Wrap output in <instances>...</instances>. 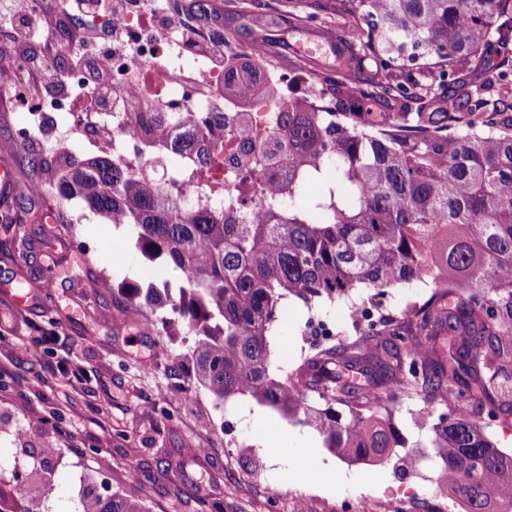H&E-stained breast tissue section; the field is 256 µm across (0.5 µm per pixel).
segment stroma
Wrapping results in <instances>:
<instances>
[{"instance_id":"obj_1","label":"stroma","mask_w":512,"mask_h":512,"mask_svg":"<svg viewBox=\"0 0 512 512\" xmlns=\"http://www.w3.org/2000/svg\"><path fill=\"white\" fill-rule=\"evenodd\" d=\"M225 39L243 50L264 41L270 55L292 61L300 34H278L259 19L285 0H211ZM22 111L0 106V160L17 174L12 206L26 225L0 228V476L26 470L22 496L43 512H75L87 484L104 476L112 490L139 497L148 512H271V491L303 497L308 512H335L338 501L373 502L437 477L420 397L399 396L393 421L405 447L373 464L352 463L324 447L311 428L292 425L247 396L216 400L195 385L187 341L163 342L148 310L132 312L115 289L127 283L178 285L181 272L149 261L128 231L105 223L76 200L30 194L27 144L15 131ZM31 282L44 295L14 308L6 289ZM350 302L284 300L269 336L274 374L298 368L313 349L310 319L326 316L355 335ZM53 440L55 455L42 444ZM236 451L225 455L226 441ZM199 448L191 458L189 447Z\"/></svg>"}]
</instances>
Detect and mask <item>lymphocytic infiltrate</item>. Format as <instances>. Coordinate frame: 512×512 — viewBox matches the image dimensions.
I'll return each instance as SVG.
<instances>
[{
	"mask_svg": "<svg viewBox=\"0 0 512 512\" xmlns=\"http://www.w3.org/2000/svg\"><path fill=\"white\" fill-rule=\"evenodd\" d=\"M101 7L120 15L137 10L139 0H66V20L61 24L43 14L31 15L26 0H0V16L13 22L8 44L0 47V101L8 108L21 109L30 95L69 92L70 83L65 67L46 71L19 65L20 60L27 57L34 59L40 55L58 53L62 35L76 34L77 44L81 47L89 42L122 46L124 34L117 27L101 33H74L71 19L83 17ZM75 60L86 63L89 72L91 87L80 97L81 110L88 121H95L105 106L125 104L124 90L112 83L108 54H98L91 60L79 54Z\"/></svg>",
	"mask_w": 512,
	"mask_h": 512,
	"instance_id": "1",
	"label": "lymphocytic infiltrate"
}]
</instances>
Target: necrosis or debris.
<instances>
[{
    "label": "necrosis or debris",
    "mask_w": 512,
    "mask_h": 512,
    "mask_svg": "<svg viewBox=\"0 0 512 512\" xmlns=\"http://www.w3.org/2000/svg\"><path fill=\"white\" fill-rule=\"evenodd\" d=\"M169 6L171 22L165 28L148 19L152 0H142L141 11L122 18L126 46L112 53V82L130 88L133 100L146 112L203 119L223 113V125L212 126L208 132L211 159L194 192L222 206L226 213L251 221L268 208L266 187L274 179L275 166L267 151L283 138L280 110L267 103L263 87L270 84L282 97L300 99L305 77L254 55L250 61L262 72L263 86L249 100L225 93L224 65L232 61V53H225L224 64L214 65L197 45L180 35L182 27L201 25L199 14L183 11L180 0H170ZM26 113L30 123L18 131L19 140L37 136L49 125L56 139L82 142L84 152L119 158L133 169L141 166L132 139L124 133V109L115 107L105 115L112 129L108 138L86 125L75 100L68 97L35 98L27 104Z\"/></svg>",
    "instance_id": "4bbe7bcc"
}]
</instances>
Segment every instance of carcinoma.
<instances>
[{"label":"carcinoma","mask_w":512,"mask_h":512,"mask_svg":"<svg viewBox=\"0 0 512 512\" xmlns=\"http://www.w3.org/2000/svg\"><path fill=\"white\" fill-rule=\"evenodd\" d=\"M306 18L357 12L368 25L347 40L372 80L327 87L336 100L329 121L303 103L281 100L288 128V209L277 206L252 224H238L176 187L187 159L196 172L208 162L204 128L192 118L174 132L166 112L127 113L128 132L143 138L144 162L168 171L154 179L117 159L86 161L73 152L55 162L31 160L40 189L78 199L109 224L125 225L149 260L183 274L181 285L128 288L131 309L148 308L162 334L179 324L191 337L193 380L216 399L250 396L315 429L331 452L368 462L405 447L389 404L414 393L422 424L442 461L439 477L467 512H494L512 500V455L495 446L486 426L512 415L499 381L512 380V114L489 129L484 91L512 84V0H287ZM412 64L394 71L402 57ZM438 75L451 105L446 130L425 128L422 114L440 94L417 82ZM413 81L427 100L415 121L421 132L400 136L386 122L343 119L356 97L388 111ZM224 90L248 97L252 82L224 74ZM321 185L300 201L304 183ZM421 280L430 296L404 317L368 336L317 351L285 377L270 371L268 336L282 301L295 296L346 298L360 284L383 293ZM0 480V512L24 482ZM77 512H148L105 482Z\"/></svg>","instance_id":"carcinoma-1"}]
</instances>
